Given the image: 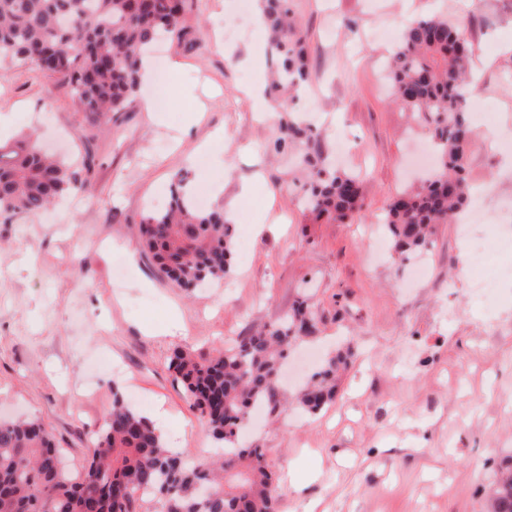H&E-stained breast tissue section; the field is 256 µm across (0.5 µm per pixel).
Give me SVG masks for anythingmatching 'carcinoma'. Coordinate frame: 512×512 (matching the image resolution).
<instances>
[{
  "label": "carcinoma",
  "instance_id": "obj_1",
  "mask_svg": "<svg viewBox=\"0 0 512 512\" xmlns=\"http://www.w3.org/2000/svg\"><path fill=\"white\" fill-rule=\"evenodd\" d=\"M189 0H0V70L27 61L66 85L91 115L124 111L139 91L141 62L164 35L180 37ZM279 66L272 89L305 83L308 35L288 0H259ZM469 22L441 15L406 24L387 70L393 100L431 127L437 168L419 187L397 194L384 224L399 259L426 249L434 226L451 224L470 204L465 146L469 67L474 52ZM317 133L294 113L281 117L271 142L279 155L296 148L310 183L304 211L325 223L359 213L358 176L326 162ZM95 156L86 148L74 164L41 150L28 134L0 148V214H36L91 180ZM140 242L160 270L186 290L220 281L232 270L233 234L224 209H200L182 188L163 210L141 218ZM307 296L278 323L251 330L208 355L177 350L169 368L205 421L224 456L190 461L167 447L152 420L113 391L112 411L91 442L81 476L63 464L43 425L29 418L0 420V512H139L153 497L161 512H277L278 485L262 448L242 444L252 409L283 407L279 372L294 341L310 333ZM343 357H329L297 397L315 414L336 397ZM490 512H512V464L501 467L489 493Z\"/></svg>",
  "mask_w": 512,
  "mask_h": 512
}]
</instances>
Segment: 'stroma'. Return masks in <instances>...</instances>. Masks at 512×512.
Wrapping results in <instances>:
<instances>
[{
    "mask_svg": "<svg viewBox=\"0 0 512 512\" xmlns=\"http://www.w3.org/2000/svg\"><path fill=\"white\" fill-rule=\"evenodd\" d=\"M234 0H192L180 47L153 69L192 97L153 112L145 79L125 111L103 121L33 64L0 76V144L33 132L50 150L96 154L91 181L39 214L0 216V418L39 419L73 472L120 388L145 416H163L180 450L210 458L216 442L173 380L176 347L211 352L251 327L276 323L309 292L313 328L290 349L283 392L316 371L307 349L328 358L351 347L333 405L317 415L263 413L242 439L265 451L281 486L279 512H486L503 459L512 457V296L491 306L464 273L471 239L512 245L511 224H441L417 283L407 263L371 237L390 200L415 180L405 159L426 124L391 102L385 65L394 41L382 29L441 13L470 17L477 89L469 114L512 133V0H291L308 33V86L319 147L359 176L363 209L343 224H314L295 205L294 159L269 153L280 133L266 88L276 66L267 28L225 41ZM480 206L512 211V155L480 136L466 148ZM223 207L250 247L211 288L171 283L138 242L143 213L176 183ZM309 475L302 492L293 479Z\"/></svg>",
    "mask_w": 512,
    "mask_h": 512,
    "instance_id": "obj_1",
    "label": "stroma"
}]
</instances>
